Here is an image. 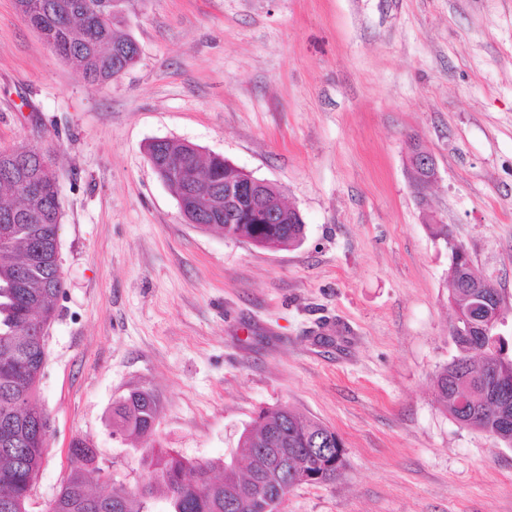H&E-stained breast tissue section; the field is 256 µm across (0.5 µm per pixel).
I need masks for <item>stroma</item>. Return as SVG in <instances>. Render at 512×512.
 Here are the masks:
<instances>
[{
    "mask_svg": "<svg viewBox=\"0 0 512 512\" xmlns=\"http://www.w3.org/2000/svg\"><path fill=\"white\" fill-rule=\"evenodd\" d=\"M138 62L86 85L0 0V148L55 171L64 282L37 397L47 512L80 437L90 487L134 486L141 443L112 405L155 394L157 447L241 459L261 412L340 436L333 482L279 512H512V447L461 426L433 376L448 333L447 224L492 281L512 335V0H128ZM159 138L276 184L305 224L268 250L186 223L152 169ZM438 180L416 195L410 140Z\"/></svg>",
    "mask_w": 512,
    "mask_h": 512,
    "instance_id": "obj_1",
    "label": "stroma"
}]
</instances>
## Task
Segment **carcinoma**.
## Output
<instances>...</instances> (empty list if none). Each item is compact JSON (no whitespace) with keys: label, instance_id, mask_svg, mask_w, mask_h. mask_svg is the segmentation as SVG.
Instances as JSON below:
<instances>
[{"label":"carcinoma","instance_id":"cac0c4a2","mask_svg":"<svg viewBox=\"0 0 512 512\" xmlns=\"http://www.w3.org/2000/svg\"><path fill=\"white\" fill-rule=\"evenodd\" d=\"M100 9L87 7L89 0H16L19 14L37 27L48 46L77 69L94 86L116 79L119 72L139 56L135 39L124 31V12L115 9V0H95ZM149 161L163 179L172 167L189 166L196 175L224 184V162L203 159L183 143L153 141L147 145ZM283 219L276 224H226L217 219L212 227L225 237L255 243L265 249H284L299 244L304 236V222L295 210L284 205L281 192L271 194ZM59 207V188L48 179L43 194L32 195L15 181L13 173L0 164V222L14 220L16 236L10 252L0 251V417L13 410L22 397L30 416L29 426L5 436L0 433V499L13 500L9 512H28L33 483L42 467L48 436L41 420L47 415L39 409L36 390L46 355L45 339L31 333L36 327L47 329L54 316L56 299L63 281L58 271V231L55 210ZM37 247L36 272L19 280L17 261L31 247ZM452 263L448 270V301L459 313V326H465L471 312L473 289L469 283L479 280L471 269L461 245L451 246ZM457 354L434 376L438 403L453 419L492 437L502 431L499 409L512 413V336L499 352V378L484 376L486 361L495 352L467 336L454 337ZM469 394V411H462L460 397ZM159 405L155 396L135 390L112 409L113 424L120 432L146 440L154 434ZM310 448L322 444L326 454L319 467L301 469L304 483L317 484L316 474L323 471L333 481L345 467L343 443L339 435L311 418L287 406L263 412L259 423L243 432L241 447ZM69 471L57 495L59 512H155L154 494L164 495L163 512H224V499L211 492L209 481L216 469L214 462L191 464L182 457L164 453L150 445L142 449V480L130 488L112 485V502L98 500L86 490L85 475L94 469L96 452L84 439L75 438L69 448ZM195 478H187V472ZM240 489V505L233 512H264L256 499L248 474L233 470L224 475Z\"/></svg>","mask_w":512,"mask_h":512}]
</instances>
